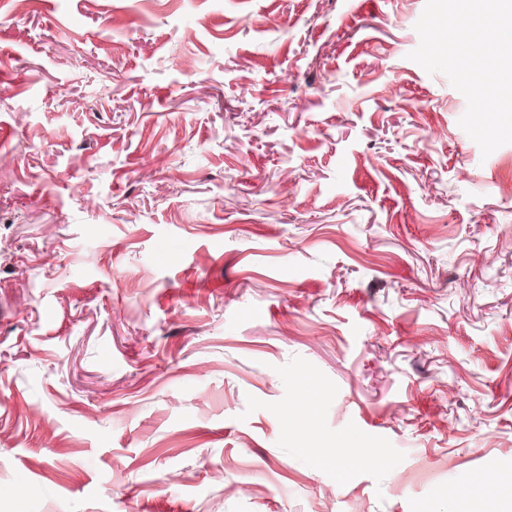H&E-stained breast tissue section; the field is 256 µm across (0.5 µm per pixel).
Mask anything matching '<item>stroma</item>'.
<instances>
[{"label":"stroma","mask_w":512,"mask_h":512,"mask_svg":"<svg viewBox=\"0 0 512 512\" xmlns=\"http://www.w3.org/2000/svg\"><path fill=\"white\" fill-rule=\"evenodd\" d=\"M424 6L0 0V512L512 504V144Z\"/></svg>","instance_id":"1"}]
</instances>
